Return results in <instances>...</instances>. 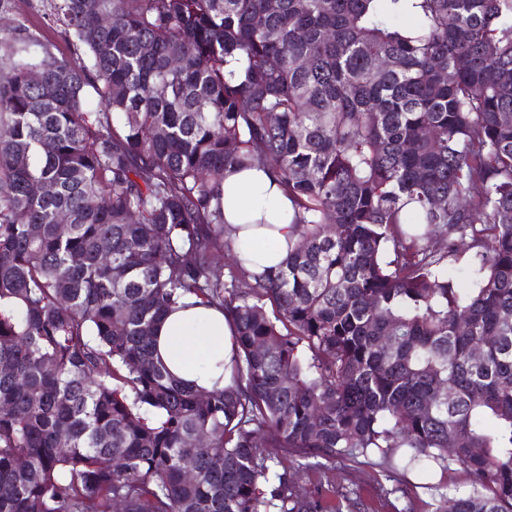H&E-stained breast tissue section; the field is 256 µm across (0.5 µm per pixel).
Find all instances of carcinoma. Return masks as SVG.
I'll use <instances>...</instances> for the list:
<instances>
[{
	"label": "carcinoma",
	"instance_id": "cac0c4a2",
	"mask_svg": "<svg viewBox=\"0 0 512 512\" xmlns=\"http://www.w3.org/2000/svg\"><path fill=\"white\" fill-rule=\"evenodd\" d=\"M47 2L74 55L0 26V512L356 506L276 448L460 465L434 512H512V0ZM255 160L298 239L227 282ZM185 299L235 325L232 385L156 358ZM478 264L479 257L476 253L465 247H461L455 255L448 258V269L456 276L454 284L457 288H475L470 271Z\"/></svg>",
	"mask_w": 512,
	"mask_h": 512
}]
</instances>
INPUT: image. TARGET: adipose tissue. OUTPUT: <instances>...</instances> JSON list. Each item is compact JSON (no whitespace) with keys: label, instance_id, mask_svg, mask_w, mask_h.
Listing matches in <instances>:
<instances>
[{"label":"adipose tissue","instance_id":"ef3b65f1","mask_svg":"<svg viewBox=\"0 0 512 512\" xmlns=\"http://www.w3.org/2000/svg\"><path fill=\"white\" fill-rule=\"evenodd\" d=\"M224 222L251 248L250 268L277 266L296 241L287 194L259 163L224 176ZM235 328L222 311L190 305L167 314L157 328L156 349L169 371L200 391L231 383Z\"/></svg>","mask_w":512,"mask_h":512}]
</instances>
